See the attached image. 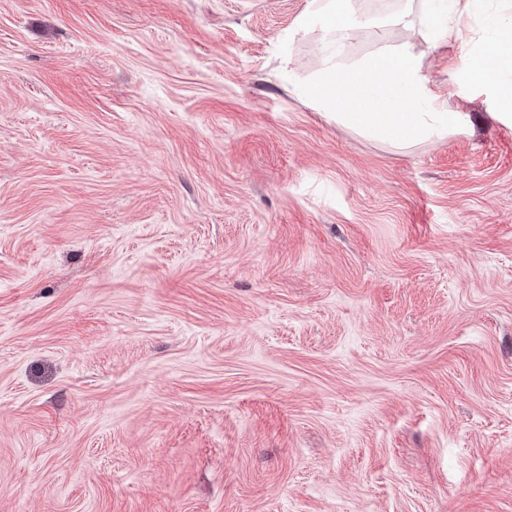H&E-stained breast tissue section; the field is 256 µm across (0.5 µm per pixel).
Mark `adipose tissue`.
Returning <instances> with one entry per match:
<instances>
[{"label": "adipose tissue", "mask_w": 512, "mask_h": 512, "mask_svg": "<svg viewBox=\"0 0 512 512\" xmlns=\"http://www.w3.org/2000/svg\"><path fill=\"white\" fill-rule=\"evenodd\" d=\"M476 0H419L417 23L433 45L454 42L466 47L472 31ZM360 24L350 12L336 9V0H311L310 10L295 31L321 32L318 51L326 77L305 90L306 97L359 134L397 147L420 141L444 139L464 130L470 117L454 112L434 90L428 76L405 47L388 46L339 80L334 73L345 46ZM512 25L495 27L485 51L470 55L466 74L493 89L502 109H512Z\"/></svg>", "instance_id": "1"}]
</instances>
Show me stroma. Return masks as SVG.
Here are the masks:
<instances>
[{
    "label": "stroma",
    "instance_id": "35a3bbf8",
    "mask_svg": "<svg viewBox=\"0 0 512 512\" xmlns=\"http://www.w3.org/2000/svg\"><path fill=\"white\" fill-rule=\"evenodd\" d=\"M396 147L310 0H0V512H512V119Z\"/></svg>",
    "mask_w": 512,
    "mask_h": 512
}]
</instances>
